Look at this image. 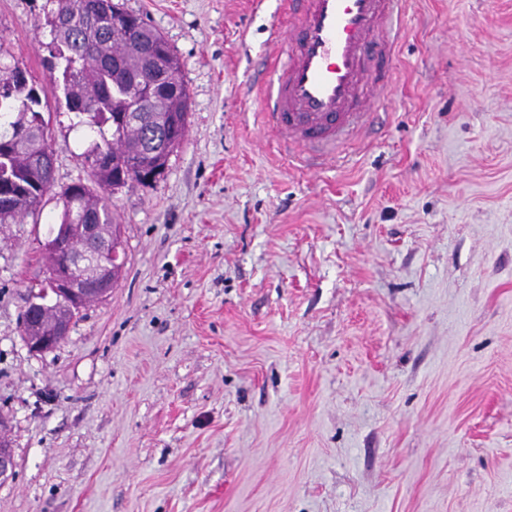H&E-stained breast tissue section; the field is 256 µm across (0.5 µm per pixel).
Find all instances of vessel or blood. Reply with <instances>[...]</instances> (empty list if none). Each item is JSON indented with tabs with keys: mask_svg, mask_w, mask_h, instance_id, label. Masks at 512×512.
<instances>
[{
	"mask_svg": "<svg viewBox=\"0 0 512 512\" xmlns=\"http://www.w3.org/2000/svg\"><path fill=\"white\" fill-rule=\"evenodd\" d=\"M407 0H278L286 28L258 85L264 129L299 160H332L347 138L370 128L391 62L405 37Z\"/></svg>",
	"mask_w": 512,
	"mask_h": 512,
	"instance_id": "obj_1",
	"label": "vessel or blood"
}]
</instances>
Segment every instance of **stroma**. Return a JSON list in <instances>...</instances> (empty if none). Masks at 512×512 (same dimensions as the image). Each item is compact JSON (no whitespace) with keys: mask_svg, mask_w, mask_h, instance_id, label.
I'll return each mask as SVG.
<instances>
[{"mask_svg":"<svg viewBox=\"0 0 512 512\" xmlns=\"http://www.w3.org/2000/svg\"><path fill=\"white\" fill-rule=\"evenodd\" d=\"M176 51L184 142L112 197L123 275L51 352L48 201L0 224V512H512V0H410L394 86L307 171L256 94L274 0H120ZM42 0H0L36 77ZM93 138L53 118L54 185ZM38 305L29 303L22 313L21 322L25 323L27 332L21 327L22 336L28 348L34 353H46L56 349L66 340L70 333L72 321L70 315L60 316L54 325H45L38 314ZM12 442L8 434V425L0 419V481H5L13 475L14 455Z\"/></svg>","mask_w":512,"mask_h":512,"instance_id":"stroma-1","label":"stroma"}]
</instances>
